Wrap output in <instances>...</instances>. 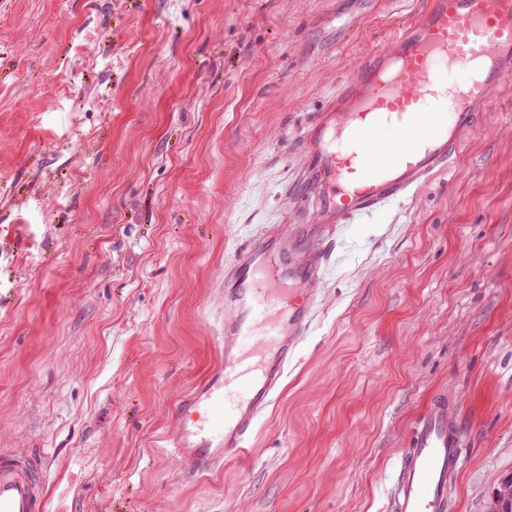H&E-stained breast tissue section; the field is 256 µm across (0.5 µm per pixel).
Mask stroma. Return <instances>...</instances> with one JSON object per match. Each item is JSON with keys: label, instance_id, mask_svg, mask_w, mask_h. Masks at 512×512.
Returning <instances> with one entry per match:
<instances>
[{"label": "stroma", "instance_id": "obj_1", "mask_svg": "<svg viewBox=\"0 0 512 512\" xmlns=\"http://www.w3.org/2000/svg\"><path fill=\"white\" fill-rule=\"evenodd\" d=\"M427 0H0V450L45 512H386L428 398L512 472V87L447 173L332 248L251 454L187 481L166 436L224 358V269L308 217V123Z\"/></svg>", "mask_w": 512, "mask_h": 512}]
</instances>
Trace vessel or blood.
Listing matches in <instances>:
<instances>
[{"label": "vessel or blood", "mask_w": 512, "mask_h": 512, "mask_svg": "<svg viewBox=\"0 0 512 512\" xmlns=\"http://www.w3.org/2000/svg\"><path fill=\"white\" fill-rule=\"evenodd\" d=\"M512 84V0H428L419 16L356 64L308 127L302 224L236 254L225 279L224 363L182 397L167 438L184 476L244 460L311 325L312 305L344 224L408 197L447 170L495 90ZM401 138L385 147L384 128ZM464 464L447 393L416 421L388 493L389 512H448ZM0 512H45L37 463L0 451Z\"/></svg>", "instance_id": "1"}]
</instances>
